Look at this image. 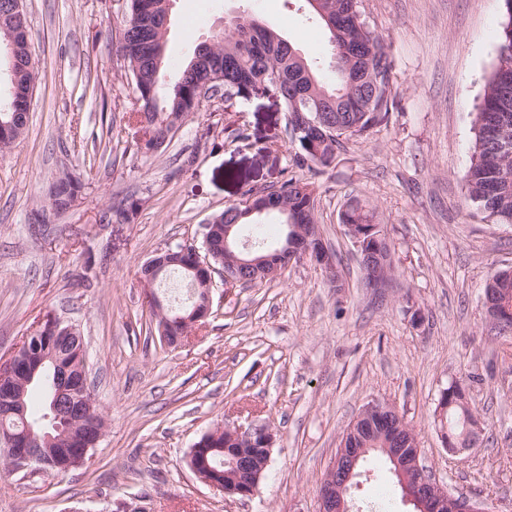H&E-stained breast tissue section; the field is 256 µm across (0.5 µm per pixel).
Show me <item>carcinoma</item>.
<instances>
[{
	"mask_svg": "<svg viewBox=\"0 0 512 512\" xmlns=\"http://www.w3.org/2000/svg\"><path fill=\"white\" fill-rule=\"evenodd\" d=\"M318 16L328 35L331 75L320 72L319 64L305 60L287 39L255 24L244 16L235 29H224L201 42L183 66L172 86L165 80L168 25L164 22L163 0H128V21L138 20L140 32L120 46L126 61L136 109L142 149L165 144L185 117L199 108L194 89L200 80L210 87L232 89L236 96L270 95L281 100L288 115L296 112L318 123L321 133L290 138L292 164L299 171L320 174L336 159L343 140L366 134L384 122L394 107L398 87L392 74L393 62L387 46L360 19L359 0H304ZM504 23L495 61L489 72L475 120V138L470 166L465 174L469 200L486 217L498 224H512V183L501 180L502 167L512 166V0H501ZM0 118L25 125L16 113L13 96L0 99ZM81 189L68 174L51 188L52 206L63 211ZM314 183L300 176L288 178L270 192L276 201L273 211L290 210L301 223H316ZM343 224H375V210L350 205L341 213ZM486 287L499 295L512 293V279L492 274ZM51 361L40 368L26 387L24 398L29 421L46 425L50 401L45 381ZM41 393V412L33 410L31 393ZM472 412L450 405L446 419L453 435L464 431Z\"/></svg>",
	"mask_w": 512,
	"mask_h": 512,
	"instance_id": "1",
	"label": "carcinoma"
}]
</instances>
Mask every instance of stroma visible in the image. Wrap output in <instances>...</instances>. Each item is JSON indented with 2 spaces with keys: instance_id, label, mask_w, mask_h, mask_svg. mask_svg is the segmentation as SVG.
<instances>
[{
  "instance_id": "35a3bbf8",
  "label": "stroma",
  "mask_w": 512,
  "mask_h": 512,
  "mask_svg": "<svg viewBox=\"0 0 512 512\" xmlns=\"http://www.w3.org/2000/svg\"><path fill=\"white\" fill-rule=\"evenodd\" d=\"M303 0H174L175 66L246 14L329 62L327 36ZM388 46L399 95L369 135L345 141L315 177L316 217L342 274L333 288L310 256L277 278L226 287L213 275L212 314L176 347L149 328L141 266L245 191L278 189L290 171L289 116L254 95L204 99L162 152L144 154L119 52L126 0H23L39 71L28 129L0 152V361L55 316L86 340L89 379L106 427L85 462L62 475L0 479V512H318V489L343 431L368 404L393 406L421 457L457 494L512 512V336L490 333L484 287L512 265V224L483 220L464 176L499 41L498 0H363ZM245 130L246 141L235 137ZM64 172L82 188L53 210ZM376 208L392 247L390 287L365 284L339 214L349 198ZM137 200L130 223L104 212ZM457 383L485 438L449 453L438 403ZM274 435L257 494L228 495L188 465L216 426ZM362 512H414L384 457L362 462L349 492Z\"/></svg>"
}]
</instances>
